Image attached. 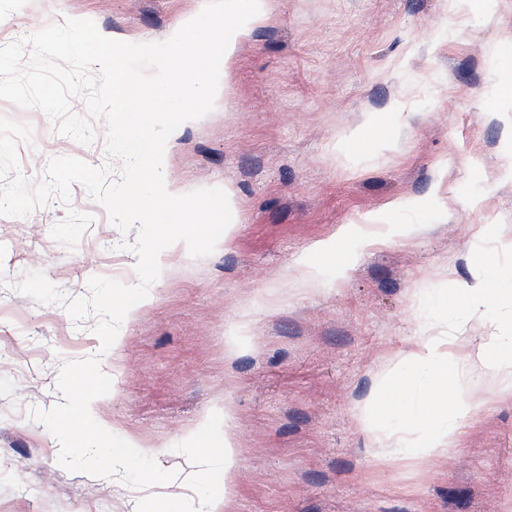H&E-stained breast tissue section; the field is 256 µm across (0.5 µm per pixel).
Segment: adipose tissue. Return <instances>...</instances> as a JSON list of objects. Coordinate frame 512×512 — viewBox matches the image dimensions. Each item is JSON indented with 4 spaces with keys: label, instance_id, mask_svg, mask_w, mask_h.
Segmentation results:
<instances>
[{
    "label": "adipose tissue",
    "instance_id": "obj_1",
    "mask_svg": "<svg viewBox=\"0 0 512 512\" xmlns=\"http://www.w3.org/2000/svg\"><path fill=\"white\" fill-rule=\"evenodd\" d=\"M506 248L512 250V241L498 239L490 228L474 242L477 281L457 291L467 309L492 316L500 306L512 307V289L496 262L497 252ZM452 343L449 335L420 336L407 365H393L373 396L361 403L359 415L379 445L380 459L426 460L454 450L459 419L474 413L484 400L470 387L472 375L484 376L497 397L512 398V336L481 343L464 357ZM235 456L229 433L220 447L196 449L194 463L206 488L196 512H225L235 485Z\"/></svg>",
    "mask_w": 512,
    "mask_h": 512
}]
</instances>
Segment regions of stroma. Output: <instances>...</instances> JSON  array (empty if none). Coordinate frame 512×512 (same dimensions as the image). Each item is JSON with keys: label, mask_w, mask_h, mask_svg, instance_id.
Returning a JSON list of instances; mask_svg holds the SVG:
<instances>
[{"label": "stroma", "mask_w": 512, "mask_h": 512, "mask_svg": "<svg viewBox=\"0 0 512 512\" xmlns=\"http://www.w3.org/2000/svg\"><path fill=\"white\" fill-rule=\"evenodd\" d=\"M206 3L0 0V45L69 18L118 41L160 42ZM267 4L213 110L165 149L168 190L222 188L234 228L204 257L164 249L159 279L108 352L98 314L78 321L66 304L109 269L137 283V257L122 247L136 232L121 233L79 184L69 201L0 216V512H160L170 496L195 512L197 481L136 489L118 473L59 465L57 439L28 412L61 402L63 363L94 355L112 389L91 402L93 418L162 470L187 472L191 450L218 445L233 425L228 512H512V399L482 405L461 422L457 448L421 462H378L355 419L421 326L443 336L459 322L463 356L496 334L485 319L452 318L449 291L471 283L483 228L512 238V0L465 13L452 0ZM0 116L32 128L17 146L29 182L62 156L119 177L104 119L84 145L38 108L0 100ZM370 118L386 146L361 139ZM377 216L422 230L357 246L355 231ZM328 238L337 252L319 259L323 283L306 288L311 248ZM246 309L250 328L225 357Z\"/></svg>", "instance_id": "obj_1"}]
</instances>
